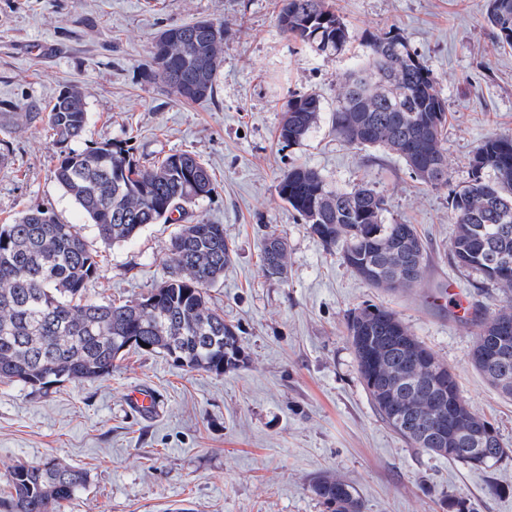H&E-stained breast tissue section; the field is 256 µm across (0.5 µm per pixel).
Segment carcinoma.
I'll use <instances>...</instances> for the list:
<instances>
[{
	"label": "carcinoma",
	"instance_id": "carcinoma-1",
	"mask_svg": "<svg viewBox=\"0 0 512 512\" xmlns=\"http://www.w3.org/2000/svg\"><path fill=\"white\" fill-rule=\"evenodd\" d=\"M486 18L497 43L512 48V0H487ZM279 30L324 55L351 40L333 0H283ZM153 48L147 77L183 100L214 96L222 42L194 22L166 30ZM359 60L345 74L333 113L336 135L401 158L429 188L448 186L446 103L431 68L407 39L391 29L361 39ZM199 81L200 97L185 93ZM322 112L315 94L288 99L278 138L298 144ZM48 129L62 147L53 176L93 224L106 246L129 243L150 224L215 190L208 166L191 152L166 156L148 166L134 164L117 142L73 149L84 140L88 113L84 93L71 86L46 114ZM279 198L292 208L327 252H338L350 271L374 288H411L427 266L426 244L413 224H385L386 201L368 182L345 190L321 173L292 166L280 177ZM455 224L450 252L459 268L512 292V134L486 137L469 159V177L452 191ZM167 277L137 300L96 303L84 299L99 277L98 251L77 225L63 224L48 209L29 211L0 225V381L34 391L64 381H93L112 373L126 349L163 354L182 367L223 374L245 363L238 328L207 305V287L218 282L233 257L224 225L182 224L170 239ZM286 239L274 232L263 242L270 277L286 272ZM475 341L471 365L503 395L512 397V297L494 312L472 303ZM347 336L370 402L411 448L470 469H488L512 457L498 429L463 399L448 364L419 341L392 311L366 306L346 319ZM88 473L55 458L38 466L17 465L0 512H62L65 502L88 483ZM313 493L330 512H363L356 488L321 476Z\"/></svg>",
	"mask_w": 512,
	"mask_h": 512
}]
</instances>
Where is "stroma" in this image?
<instances>
[{"mask_svg": "<svg viewBox=\"0 0 512 512\" xmlns=\"http://www.w3.org/2000/svg\"><path fill=\"white\" fill-rule=\"evenodd\" d=\"M335 4L354 40L325 56L281 34L279 0H0V153L8 157L0 165V224L44 208L94 240L53 178L59 148L45 121L60 91L81 86L86 142H123L140 164L188 150L211 169L216 188L188 217L223 225L234 244L208 297L237 326L246 356L216 375L132 349L96 381L45 393L0 382V492L15 466L54 457L89 474L63 512H328L311 490L322 475L352 484L364 512H447L452 498L473 512H512V458L474 470L408 447L374 412L345 330L354 309L394 311L512 448V401L469 362L473 327L431 300L451 281L492 310L505 298L499 286L475 288V274L453 264L450 195L467 181L478 144L512 132V49L497 46L487 0ZM199 18L221 22L224 41L214 97L195 104L144 71L164 29ZM391 29L438 78L447 108L446 187L419 184L397 156L348 144L332 127L359 38ZM308 93L322 104L318 124L301 143L279 140L286 102ZM293 165L318 170L334 187L371 183L386 200L385 223L416 225L426 240L421 283L377 289L326 252L277 194ZM268 225L288 242L282 279L263 267ZM175 230L152 224L132 242L100 247V276L87 298L146 295L168 274ZM139 388L157 395L151 414L127 403Z\"/></svg>", "mask_w": 512, "mask_h": 512, "instance_id": "1", "label": "stroma"}]
</instances>
